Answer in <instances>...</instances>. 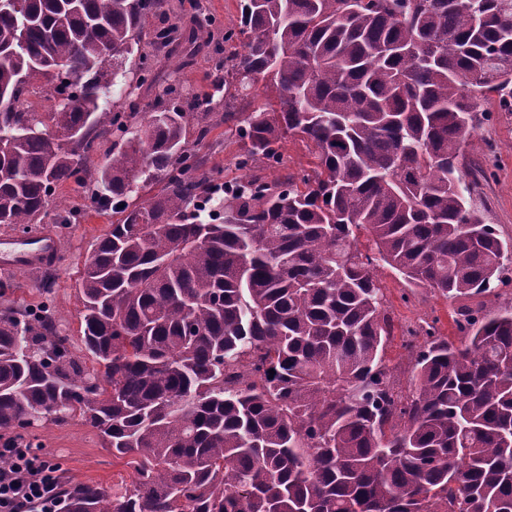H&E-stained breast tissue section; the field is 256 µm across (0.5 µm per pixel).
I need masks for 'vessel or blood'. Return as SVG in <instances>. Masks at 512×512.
<instances>
[{"instance_id":"obj_1","label":"vessel or blood","mask_w":512,"mask_h":512,"mask_svg":"<svg viewBox=\"0 0 512 512\" xmlns=\"http://www.w3.org/2000/svg\"><path fill=\"white\" fill-rule=\"evenodd\" d=\"M60 258L58 236L46 228L26 236H0V268L43 270L55 267Z\"/></svg>"}]
</instances>
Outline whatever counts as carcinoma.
Masks as SVG:
<instances>
[{"label":"carcinoma","instance_id":"obj_1","mask_svg":"<svg viewBox=\"0 0 512 512\" xmlns=\"http://www.w3.org/2000/svg\"><path fill=\"white\" fill-rule=\"evenodd\" d=\"M25 2L23 47L0 11V224L38 223L69 181L118 215L78 283L92 368L50 314L0 310V441L78 415L133 471L111 493L59 483L63 512H512V303L459 311L460 346L410 333L403 399L374 275L458 297L509 270L472 204L485 171L458 157L490 96L512 112V0H239L243 53L215 50V82L276 98L237 120L239 166L282 165L293 137L314 161L223 187L187 138L211 133L209 95L186 111L169 84L142 112L110 104L123 75L102 82L133 55L147 82L166 0ZM58 67L79 96L29 111L23 76L62 98ZM142 185L160 189L137 204Z\"/></svg>","mask_w":512,"mask_h":512}]
</instances>
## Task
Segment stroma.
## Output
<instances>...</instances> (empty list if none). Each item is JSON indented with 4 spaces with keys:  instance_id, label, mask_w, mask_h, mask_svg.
Returning <instances> with one entry per match:
<instances>
[{
    "instance_id": "stroma-1",
    "label": "stroma",
    "mask_w": 512,
    "mask_h": 512,
    "mask_svg": "<svg viewBox=\"0 0 512 512\" xmlns=\"http://www.w3.org/2000/svg\"><path fill=\"white\" fill-rule=\"evenodd\" d=\"M206 10L217 24L196 31V11L192 0H170L165 14L153 17L152 25H172L182 33H195L198 51L186 55L183 47L151 51L149 61L159 81L180 85L186 97L210 91L212 84V44L223 41L224 31L232 26L238 14L237 0H204ZM183 65L172 70V58ZM487 114L475 129L463 150L462 165L476 161L485 169L484 178L474 189L473 198L485 223L491 224L499 237L512 242V114L501 111L497 100L488 101ZM195 150L210 156L217 183L240 179L237 166L244 144L234 131L233 122H216L208 138L196 144ZM90 199L83 189L67 183L57 188L43 218L44 224L54 225L59 237L61 261L51 269L40 271L0 270V309L10 306L20 310L34 309L50 302V314L58 335L67 337L72 351L81 348L79 312L81 298L76 284L83 272L84 261L96 240L110 227L111 212H99L89 207ZM87 206L85 216L75 224H54L53 217L64 206ZM377 282L384 294L385 307L394 322V334L384 349V359L393 370V384L402 396L413 392V372L406 359L404 344L407 330L423 331L435 326L438 333L454 344L464 337L454 323L457 312L464 308L478 310L512 301V274L502 279L493 293L448 298L430 288L407 284L396 270L381 265L376 271ZM24 439L38 443L40 457L57 464L60 473L73 483L93 482L111 489L113 484L129 478L131 471L122 461L113 459L96 429L81 417L61 423L43 421L23 430Z\"/></svg>"
}]
</instances>
